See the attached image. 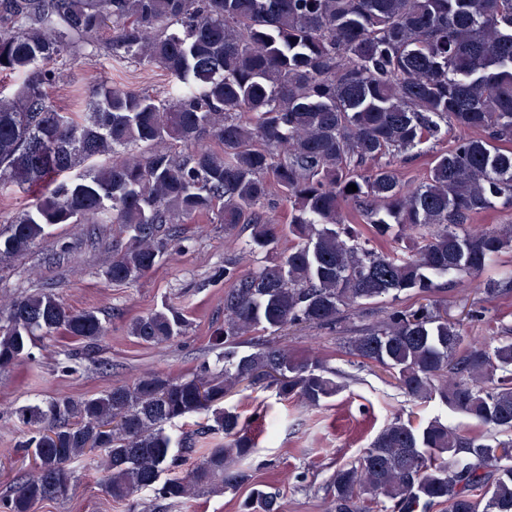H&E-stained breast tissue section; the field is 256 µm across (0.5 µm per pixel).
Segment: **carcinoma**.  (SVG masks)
I'll return each instance as SVG.
<instances>
[{"mask_svg": "<svg viewBox=\"0 0 512 512\" xmlns=\"http://www.w3.org/2000/svg\"><path fill=\"white\" fill-rule=\"evenodd\" d=\"M100 57L160 68L168 89L97 82L84 111L58 109L65 72ZM0 74L22 78L0 94V190L34 195L0 235V262L56 224H119L127 241L105 276L126 286L198 215L266 258L211 276L231 284L214 331L224 365L15 407L33 471L0 512L68 497L76 462L96 467L112 499L150 491L162 510L236 488L248 475L231 464L255 441L224 407L229 392L265 386L317 407L340 391L317 356L258 333L333 330L402 295L427 303L369 319L348 354L468 424L391 421L336 471L335 512H512V327L472 336L440 313L453 288L512 294V277L486 276L512 254V224L472 227L497 204L512 209V0H0ZM426 151L427 174L405 179L401 166ZM274 196L286 225L269 216ZM285 235L293 245L280 252ZM188 326L164 303L128 332L158 346ZM57 335L91 345L107 326L50 289L12 299L0 308V370ZM200 413L201 429L169 431ZM240 512L280 509L254 488Z\"/></svg>", "mask_w": 512, "mask_h": 512, "instance_id": "1", "label": "carcinoma"}]
</instances>
